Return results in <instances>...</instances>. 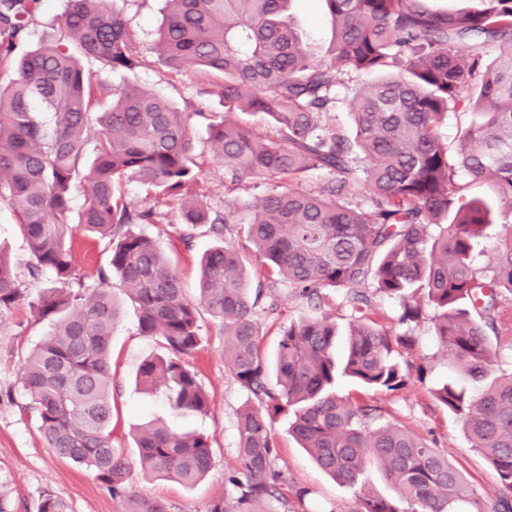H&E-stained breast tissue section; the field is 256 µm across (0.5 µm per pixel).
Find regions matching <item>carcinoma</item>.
<instances>
[{"mask_svg": "<svg viewBox=\"0 0 512 512\" xmlns=\"http://www.w3.org/2000/svg\"><path fill=\"white\" fill-rule=\"evenodd\" d=\"M126 2L64 0L63 37L18 57L41 0H0V68L12 73L0 85V203L16 213L29 251L21 276L0 249V315L25 302L50 324L23 364L22 400L12 402L20 419L36 418L52 452L90 471L123 512H173L165 500L129 494L131 466L112 432L115 277L137 306L140 333L164 350L141 364L138 380L165 387L174 413L211 410L184 360L201 344L202 308L224 336L226 371L251 398L238 416L236 465L224 472L230 494L206 512H274L261 509L273 502L294 512L304 502L309 490L297 487L289 500L276 467L273 423L289 413L300 447L358 491L357 512H512V372L496 373L490 341L508 335L512 321V0H473L463 11L425 0H322L333 27L322 49L304 41L290 0H164L158 64L170 81L190 70L210 80L222 114L182 112L134 82L119 89L85 73L80 57L126 75L144 65ZM340 103L353 117L352 135L336 125ZM459 107L473 120L450 149L438 129ZM240 114L263 117L265 130ZM196 125L209 134L207 157L196 151ZM208 159L224 168V192L241 195L233 213L197 195ZM311 172L322 179L306 186ZM463 174L487 182L494 196L468 197ZM127 180L154 204L132 205ZM163 222L187 248L203 227L220 239L200 261L195 301L143 229ZM75 228L109 251L91 284L71 250ZM249 263L271 290L272 312L279 288L310 302L323 288L346 290L353 316L343 358L336 323L321 316L282 325L268 360L255 315L264 289L250 298ZM45 277L46 287L25 293L23 280ZM367 284L398 301L395 321L374 319L361 291ZM420 290L436 310L439 348L460 371L432 396L492 467L486 496L426 439L376 424L382 407L336 392L342 377L397 391L422 375L396 357L413 346ZM134 441L144 476L191 486L213 467L204 434L150 421ZM372 465L394 495L364 492ZM37 512L71 510L45 491Z\"/></svg>", "mask_w": 512, "mask_h": 512, "instance_id": "cac0c4a2", "label": "carcinoma"}]
</instances>
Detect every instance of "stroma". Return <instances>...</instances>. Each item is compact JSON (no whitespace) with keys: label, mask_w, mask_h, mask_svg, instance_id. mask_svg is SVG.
<instances>
[{"label":"stroma","mask_w":512,"mask_h":512,"mask_svg":"<svg viewBox=\"0 0 512 512\" xmlns=\"http://www.w3.org/2000/svg\"><path fill=\"white\" fill-rule=\"evenodd\" d=\"M162 0H128L125 16L129 30L148 61L136 75L137 84L159 91L170 98L181 111L206 109L223 111L221 99L207 82L195 75L168 81L156 64L152 51L156 30L162 20ZM288 11L304 37L316 46H327L332 26L322 0H291ZM168 225L151 224L147 233L169 254L180 272L187 290L195 288V273L201 255L217 240L205 233L191 248L175 244L168 236ZM112 293L121 308V319L112 336V389L116 401L117 435L123 436L126 454L137 461L138 451L129 431L153 418L170 420L182 431L205 434L211 441L214 466L209 475L192 487L168 478H142L133 473L131 492L138 497L161 498L170 502L173 512H206L209 502L224 493V472L236 461V419L247 401V394L226 373L224 338L216 331L211 318L202 321L203 341L189 358L203 387L212 398L210 413L171 417L161 391L139 385L137 373L142 362L158 353L155 338L138 331L134 303L121 286ZM326 315L335 320L339 331H346L351 311L340 288H325L320 306L282 294L279 315L259 312L263 348L267 355L277 349L281 318H312ZM432 308H424L413 330L415 344L409 357L424 369L422 379H414L395 392H375L373 400L384 410L386 420L409 431L436 441L438 448L466 476L477 493H485L494 485V474L486 459L473 450L461 423L454 415L436 405L430 389L445 378L450 370L433 336ZM46 322L36 320L27 306L21 305L0 316V491L9 497L16 512H36L43 492L50 491L64 499L71 512H122L121 505L102 487L93 474L83 467L58 458L47 447L35 421L20 420L9 396L22 392V365L26 353L48 333ZM279 448L276 464L289 485L310 489L304 512H356L358 501L352 489L342 486L319 470L309 455L299 448L288 433V421L274 423Z\"/></svg>","instance_id":"stroma-1"}]
</instances>
